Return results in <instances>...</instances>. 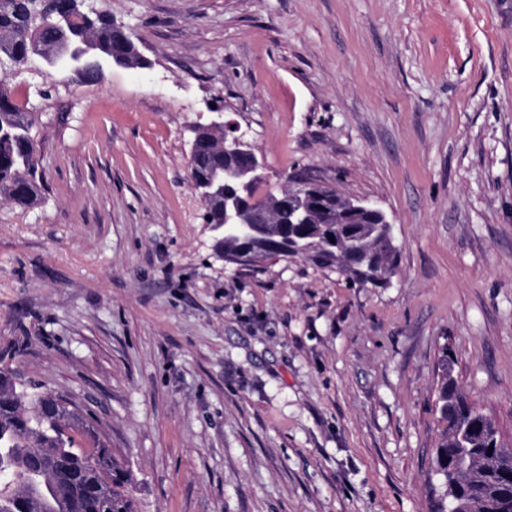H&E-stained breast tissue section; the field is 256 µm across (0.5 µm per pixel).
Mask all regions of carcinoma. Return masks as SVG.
Instances as JSON below:
<instances>
[{"mask_svg":"<svg viewBox=\"0 0 512 512\" xmlns=\"http://www.w3.org/2000/svg\"><path fill=\"white\" fill-rule=\"evenodd\" d=\"M84 47L82 63L86 75L100 76L112 66L119 53L126 65H139V53L131 33L112 18L108 10L84 12L80 0H0V72L15 71L37 58L56 61L65 46ZM38 113L20 104L14 89L0 79V202L22 208L41 204L45 184L39 172L40 155L31 145L38 141ZM194 140L200 155H215L221 136L197 126ZM190 178L201 200L208 202L209 221H223L224 183L212 179L207 168H190ZM328 218L315 215L306 227L308 249H288L279 226L260 240L242 241L217 235L215 250L233 255L246 250L260 260L301 257L323 267L335 266L361 285H382L395 270V249L387 228L376 226L377 218L366 223L371 231L360 237L366 256L364 265L345 267L337 254L326 251L329 244L324 226ZM356 224L336 225L339 249L357 233ZM448 348L441 352L443 370L436 397L441 448L458 446L457 430L480 417L457 380L448 377ZM65 399L25 382L9 367H0V472L14 478L0 485V512H71L70 502L82 501L84 512H137L132 495V475L113 458L112 448L97 434L87 414L75 407H62ZM472 464L458 474L460 491L456 512H512V475L500 472V461L479 450L470 453Z\"/></svg>","mask_w":512,"mask_h":512,"instance_id":"cac0c4a2","label":"carcinoma"}]
</instances>
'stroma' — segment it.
Wrapping results in <instances>:
<instances>
[{
	"instance_id": "35a3bbf8",
	"label": "stroma",
	"mask_w": 512,
	"mask_h": 512,
	"mask_svg": "<svg viewBox=\"0 0 512 512\" xmlns=\"http://www.w3.org/2000/svg\"><path fill=\"white\" fill-rule=\"evenodd\" d=\"M144 67L1 75L44 201L0 203V360L95 413L138 512H432L442 347L512 442V0H85ZM378 204L396 273L224 262L189 174L212 106Z\"/></svg>"
}]
</instances>
